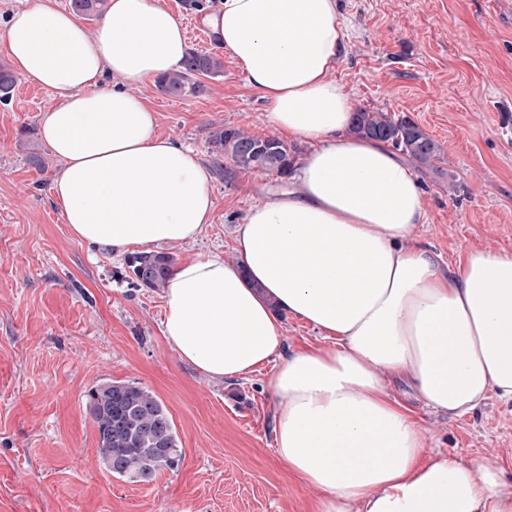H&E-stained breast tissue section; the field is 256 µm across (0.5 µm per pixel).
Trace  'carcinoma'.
<instances>
[{
  "label": "carcinoma",
  "instance_id": "cac0c4a2",
  "mask_svg": "<svg viewBox=\"0 0 512 512\" xmlns=\"http://www.w3.org/2000/svg\"><path fill=\"white\" fill-rule=\"evenodd\" d=\"M107 0H70L79 18L102 13ZM224 62L209 54L190 53L181 69L158 78L168 94L199 95L205 85L199 77L221 73ZM16 77L0 67V102L9 99ZM349 131L352 135L390 143L411 158L420 169L434 172L441 160L439 145L408 118H397L379 109L360 108L354 112ZM211 162L215 173L231 179L237 172H274L286 179L298 149L276 137L259 138L240 128L214 126L208 131ZM230 165H225L224 160ZM176 260L165 251L147 250L126 260L127 278L135 288L161 291ZM87 408L98 434V455L110 472L135 482H151L162 468L172 469L182 459L174 426L163 403L136 382H105L88 392Z\"/></svg>",
  "mask_w": 512,
  "mask_h": 512
}]
</instances>
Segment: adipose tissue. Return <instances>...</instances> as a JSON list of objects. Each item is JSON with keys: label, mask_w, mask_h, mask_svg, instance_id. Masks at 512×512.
I'll return each instance as SVG.
<instances>
[{"label": "adipose tissue", "mask_w": 512, "mask_h": 512, "mask_svg": "<svg viewBox=\"0 0 512 512\" xmlns=\"http://www.w3.org/2000/svg\"><path fill=\"white\" fill-rule=\"evenodd\" d=\"M201 22L269 124L312 148L238 222L236 261L200 255L172 272L164 336L214 379L272 366L275 453L321 490L311 512H512L494 463L425 456L388 393L398 378L426 407L462 414L491 392L512 399V253L469 252L447 275L413 239L426 221L416 176L388 144L348 132L338 0H217ZM0 45L57 99L39 127L62 163L51 193L78 243L123 255L199 238L214 209L209 175L157 134L133 92L181 68L179 16L161 0H108L90 31L57 0H32ZM284 312L331 347L285 352Z\"/></svg>", "instance_id": "obj_1"}]
</instances>
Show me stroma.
<instances>
[{
    "label": "stroma",
    "mask_w": 512,
    "mask_h": 512,
    "mask_svg": "<svg viewBox=\"0 0 512 512\" xmlns=\"http://www.w3.org/2000/svg\"><path fill=\"white\" fill-rule=\"evenodd\" d=\"M190 51L215 0H162ZM348 35L335 78L355 107L407 117L442 149L443 175L419 173L427 221L413 233L443 273L474 250L512 253V0H339ZM203 96L141 87L160 135L209 162L206 129L222 122L274 135L257 94L232 61ZM51 91L17 80L0 103V512H308L318 495L274 449L269 370L214 380L184 362L162 333L164 292L135 288L124 260L77 243L50 188L61 164L39 135ZM45 169L30 165V151ZM273 174L211 177L214 217L175 247L236 257L235 224ZM134 381L166 406L183 452L153 482L106 470L86 395ZM390 394L414 414L427 450L486 459L512 483V401L489 394L471 413L434 412L404 384Z\"/></svg>",
    "instance_id": "obj_1"
}]
</instances>
